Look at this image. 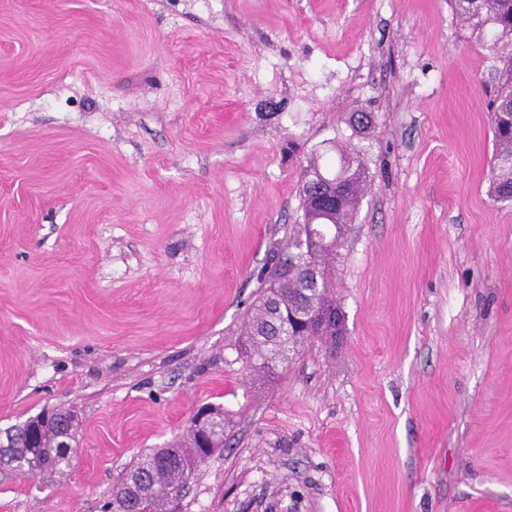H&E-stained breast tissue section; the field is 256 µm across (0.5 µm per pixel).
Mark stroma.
Here are the masks:
<instances>
[{
  "instance_id": "1",
  "label": "stroma",
  "mask_w": 512,
  "mask_h": 512,
  "mask_svg": "<svg viewBox=\"0 0 512 512\" xmlns=\"http://www.w3.org/2000/svg\"><path fill=\"white\" fill-rule=\"evenodd\" d=\"M509 84L453 0H0V431L81 421L68 475L0 470V512H108L207 404L179 512H512ZM352 139L345 334L255 380L261 272ZM491 125L495 157L488 192L496 202L512 203V87L498 94Z\"/></svg>"
}]
</instances>
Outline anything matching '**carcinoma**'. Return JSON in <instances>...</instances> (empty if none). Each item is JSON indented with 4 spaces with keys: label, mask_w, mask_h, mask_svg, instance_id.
<instances>
[{
    "label": "carcinoma",
    "mask_w": 512,
    "mask_h": 512,
    "mask_svg": "<svg viewBox=\"0 0 512 512\" xmlns=\"http://www.w3.org/2000/svg\"><path fill=\"white\" fill-rule=\"evenodd\" d=\"M465 24L492 52L512 47V0H454ZM374 122L370 112L349 113L347 124L355 135L368 132ZM495 157L489 194L497 202L512 203V87L497 96L491 112ZM337 160L323 161L317 154L307 161L299 186L302 222L288 239V251L269 276L268 286L253 305L242 336V351L253 368L266 375L279 364L293 360L311 335L336 343L343 331L330 323L311 334L302 325L309 311H338L329 259L335 257L353 223L364 192L367 167L362 152L334 146ZM331 244L317 251L308 247L311 235ZM70 410L57 408L45 415L35 431L14 425L5 431L8 446L0 447V466L20 477L63 476L71 462L58 448L65 437H76L78 427L69 422ZM218 441L204 447V428L189 425L184 440L169 448H152L140 454L126 470V480L112 491V512H174L197 467L210 453L224 447V430Z\"/></svg>",
    "instance_id": "obj_1"
}]
</instances>
